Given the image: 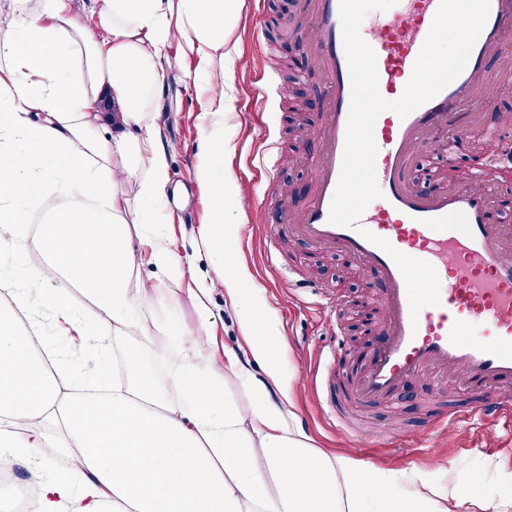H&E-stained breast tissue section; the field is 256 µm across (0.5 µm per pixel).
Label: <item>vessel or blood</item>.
<instances>
[{
  "instance_id": "obj_1",
  "label": "vessel or blood",
  "mask_w": 512,
  "mask_h": 512,
  "mask_svg": "<svg viewBox=\"0 0 512 512\" xmlns=\"http://www.w3.org/2000/svg\"><path fill=\"white\" fill-rule=\"evenodd\" d=\"M439 4L397 0L388 18L363 32L376 55L378 90L386 100L403 94ZM307 9L301 37L325 78L324 112L314 133L318 150L307 158L312 190L288 230L315 245L347 252L381 284L377 295L387 317L380 347L355 394L361 400L387 398L401 379L431 374L482 395L474 414L512 427V402L491 395L500 384L512 383V227L498 222L488 176L490 167L512 164V134L486 129L487 165L466 184L422 193L408 179L429 133L447 130L452 146L467 137L459 119L486 106L478 91L489 79V62L500 59L512 70V0H490L487 22L454 81L407 117L392 111L378 117L375 169L382 195L354 227L329 221L351 102L340 0H308ZM380 238L389 249L435 269L438 304L411 312L404 276L389 249L377 246ZM476 323L482 336L473 340L469 332Z\"/></svg>"
}]
</instances>
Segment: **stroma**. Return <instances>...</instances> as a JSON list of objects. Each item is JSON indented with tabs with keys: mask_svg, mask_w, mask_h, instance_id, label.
Listing matches in <instances>:
<instances>
[{
	"mask_svg": "<svg viewBox=\"0 0 512 512\" xmlns=\"http://www.w3.org/2000/svg\"><path fill=\"white\" fill-rule=\"evenodd\" d=\"M304 3L243 0L240 18L225 45L232 107L221 113L211 108L220 89L194 78L198 57L174 45L166 48L163 63L169 79L161 91L160 124L164 141L178 146L169 157L171 183L184 186L189 199L184 206L171 207L157 229L174 250L193 253L194 273L210 272V254L197 238L199 227L210 220V198L197 181L196 168L204 135L223 140L225 169L238 184L251 185L257 207L252 214L224 213L226 230L235 237V260L246 274L248 288L242 297L259 300L273 318L284 347L280 366L297 425L324 453L419 470L439 488L456 482L512 512V431L467 418L477 394L426 377L404 381L386 401L356 399L353 388L374 360L386 318L375 297L376 281L340 250L312 245L284 229L274 236L267 231L271 224L283 227L304 206L312 181L305 156L322 119L321 109L314 105L321 94L322 76L306 44L294 35L303 20ZM488 68L497 96L481 110L478 122L470 124V136L459 151V170H449L439 134H429L412 170L416 190L427 192L464 181L473 157L481 153L483 127L503 125L504 113L512 110V76L501 74L497 62H490ZM286 75L295 78V93L257 104L259 89L280 84ZM262 157L273 164V176L259 173L256 164ZM190 284L187 278L172 284L170 297L163 303L138 299V316L146 323L169 327L191 323L194 308L185 298ZM323 289L343 302L337 312L338 329L329 325L319 295ZM208 306L213 336L236 346L239 324L223 289L210 295ZM327 375L344 414L340 421L326 415L322 382ZM444 407L457 412L458 420L427 434L432 419Z\"/></svg>",
	"mask_w": 512,
	"mask_h": 512,
	"instance_id": "obj_1",
	"label": "stroma"
}]
</instances>
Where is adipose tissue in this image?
<instances>
[{"mask_svg":"<svg viewBox=\"0 0 512 512\" xmlns=\"http://www.w3.org/2000/svg\"><path fill=\"white\" fill-rule=\"evenodd\" d=\"M241 8L242 0H0V459L30 474L35 512H449L452 501L498 512L461 486L442 492L422 473L315 449L294 424L281 345L260 304L237 311L241 346L201 349L208 296L220 288L237 302L244 281L224 209L246 200L224 171L223 142L206 139L197 169L211 199L200 236L213 273L187 290L195 321L167 330L178 356L165 381L132 344L127 379L89 381L47 343L50 333L73 345L157 334L133 304L164 299L191 266L150 226L168 207L176 150L157 124L168 78L160 54L179 44L198 57L199 77L223 86L225 36ZM50 195L62 206L49 214ZM34 247L43 264L30 262ZM50 274L58 287H45ZM75 289L87 308L73 305ZM230 378L249 392V414L225 396ZM49 447L62 449L65 466L42 456ZM404 479L417 492L398 506L391 493Z\"/></svg>","mask_w":512,"mask_h":512,"instance_id":"adipose-tissue-1","label":"adipose tissue"}]
</instances>
